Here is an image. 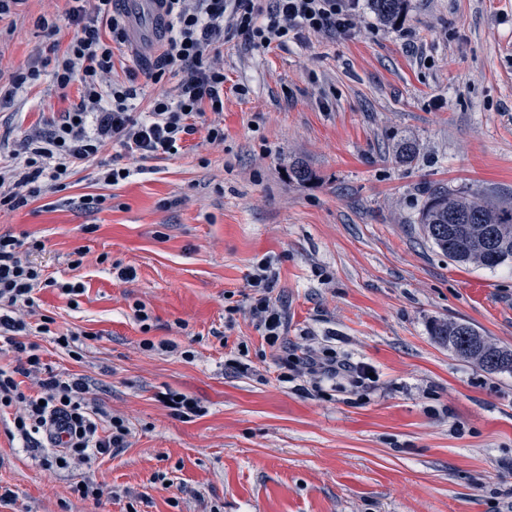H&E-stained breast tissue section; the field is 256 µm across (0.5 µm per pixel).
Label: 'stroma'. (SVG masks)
Here are the masks:
<instances>
[{"label": "stroma", "instance_id": "35a3bbf8", "mask_svg": "<svg viewBox=\"0 0 512 512\" xmlns=\"http://www.w3.org/2000/svg\"><path fill=\"white\" fill-rule=\"evenodd\" d=\"M71 6L20 0L1 17L0 75L45 44L39 17L68 43ZM224 74L223 145L198 133L117 185L81 169L67 190L0 211V233L38 237L46 274L86 288L75 307L40 292L54 334H90L77 358L38 337L43 362L86 377L131 429L128 447L54 474L9 438L5 411L0 486L14 498L0 512H512V374L431 334L467 322L512 349V268L458 266L417 222L437 184L512 201V0H407L394 24L366 6L348 35L271 50L236 37ZM79 101V84L62 97L46 74L0 92V159ZM299 164L312 180L293 178ZM87 195L104 196L102 209L85 210ZM78 248L87 257L73 270ZM266 259L289 342L369 364L374 387L307 394L281 382V354L248 313L225 330L228 299L243 301ZM115 262L135 282L113 280ZM137 301L156 319L146 334ZM146 338L191 344L195 358L145 353ZM171 390L204 415H175ZM84 480L101 501L70 493Z\"/></svg>", "mask_w": 512, "mask_h": 512}]
</instances>
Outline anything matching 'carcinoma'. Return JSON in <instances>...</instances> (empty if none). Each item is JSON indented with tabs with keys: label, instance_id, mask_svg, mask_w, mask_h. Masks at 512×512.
Instances as JSON below:
<instances>
[{
	"label": "carcinoma",
	"instance_id": "cac0c4a2",
	"mask_svg": "<svg viewBox=\"0 0 512 512\" xmlns=\"http://www.w3.org/2000/svg\"><path fill=\"white\" fill-rule=\"evenodd\" d=\"M378 18L390 22L404 11L406 0H369ZM424 235L448 259L459 265L474 264L488 269L512 263V205L490 204L467 192H455L443 187L428 192L420 213ZM496 226L500 250L508 254L497 261L481 254L479 238L485 225ZM457 321L438 322L432 334L458 358L479 365L489 374L512 373V349L489 341L475 327L467 325L469 335L457 333Z\"/></svg>",
	"mask_w": 512,
	"mask_h": 512
}]
</instances>
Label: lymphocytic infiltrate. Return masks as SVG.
Wrapping results in <instances>:
<instances>
[{
	"label": "lymphocytic infiltrate",
	"instance_id": "f902f5d3",
	"mask_svg": "<svg viewBox=\"0 0 512 512\" xmlns=\"http://www.w3.org/2000/svg\"><path fill=\"white\" fill-rule=\"evenodd\" d=\"M170 15L169 35L155 55L150 70L128 72L127 83L110 81L113 43L128 39L126 19L118 0H91L67 14L73 37L67 47L55 40L56 25L38 20L51 42L52 83L66 95L73 82L81 84V101L53 129L33 134L24 142L20 161L0 164V209L14 211L47 194L64 191L78 169L97 166L98 178L108 185L124 176L120 167L100 162L106 146L119 148L121 156L133 161L171 158L181 151L187 138L204 133L212 144L224 141V67L219 57L226 40L241 37L255 47L285 46L303 34H348L359 0H166ZM111 38H104L102 28ZM173 75V95L153 99L145 114L132 105L138 76L160 81ZM216 119L199 129L205 112ZM43 241L0 234V352L11 354L12 362L0 365V408H13L9 436L25 447L40 450V465L47 471L67 469L72 462L91 464L112 450L126 447L130 429L124 419L109 418L107 435H99L97 418L102 410L85 377L55 372L44 363L35 338L53 335L57 345L73 350L80 344L76 332L52 334L53 319L36 315L38 294L54 288L70 299L84 293L79 282H61L45 275L33 262L43 251ZM278 274L271 262L257 265L249 274L247 306L225 309L224 326L233 329L240 311H248L265 341L282 354L290 376L312 379L314 391L323 382L346 380L355 388L367 387L370 369L364 363L337 355L328 348H298L289 345L287 314L273 302L271 293ZM31 379L36 393H25L21 378ZM64 418L70 429L67 447L52 448L45 441L50 419Z\"/></svg>",
	"mask_w": 512,
	"mask_h": 512
}]
</instances>
